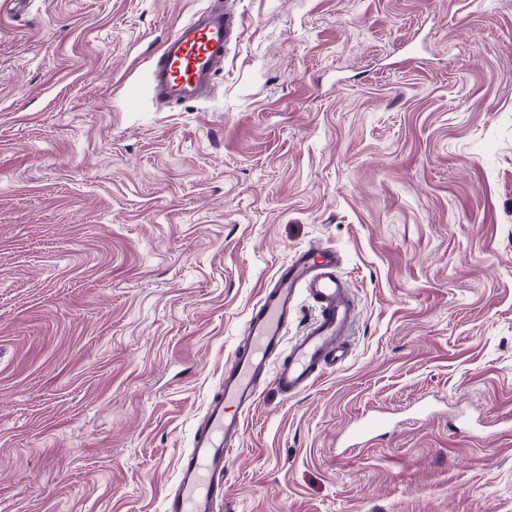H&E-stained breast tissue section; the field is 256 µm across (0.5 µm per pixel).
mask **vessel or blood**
<instances>
[{"label":"vessel or blood","mask_w":512,"mask_h":512,"mask_svg":"<svg viewBox=\"0 0 512 512\" xmlns=\"http://www.w3.org/2000/svg\"><path fill=\"white\" fill-rule=\"evenodd\" d=\"M201 22L181 25L161 44L151 64L158 100L177 102L207 94L224 63V48L236 27L222 0H212ZM317 307L301 336L288 335L299 296ZM356 317L336 249L298 251L279 266L252 305L245 340L224 365L219 392L208 403L191 448L182 455L177 488L164 512H216L224 500V474L243 445L244 416L261 387L273 383L283 396L312 387L325 370L348 357L343 338Z\"/></svg>","instance_id":"b4317fda"}]
</instances>
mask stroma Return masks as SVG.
I'll return each instance as SVG.
<instances>
[{
  "label": "stroma",
  "mask_w": 512,
  "mask_h": 512,
  "mask_svg": "<svg viewBox=\"0 0 512 512\" xmlns=\"http://www.w3.org/2000/svg\"><path fill=\"white\" fill-rule=\"evenodd\" d=\"M224 3L213 94L171 106L147 70L209 0L0 12V512H163L250 307L315 244L349 356L263 386L231 512H512V0Z\"/></svg>",
  "instance_id": "obj_1"
}]
</instances>
